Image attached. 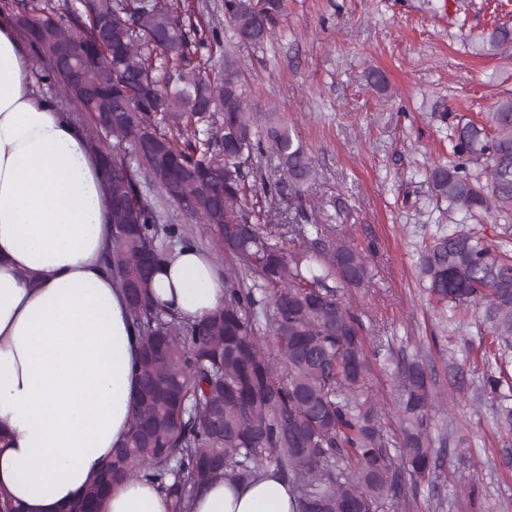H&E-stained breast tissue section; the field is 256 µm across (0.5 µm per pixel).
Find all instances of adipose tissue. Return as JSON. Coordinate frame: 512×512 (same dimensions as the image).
Returning <instances> with one entry per match:
<instances>
[{
  "label": "adipose tissue",
  "mask_w": 512,
  "mask_h": 512,
  "mask_svg": "<svg viewBox=\"0 0 512 512\" xmlns=\"http://www.w3.org/2000/svg\"><path fill=\"white\" fill-rule=\"evenodd\" d=\"M100 160L68 113L39 95L16 28L0 22V494L19 512H66L128 439L138 338L106 271L111 202ZM156 297L182 320L224 304L194 246L169 252ZM157 482L113 487L103 512H169ZM192 512H296L274 470L222 480Z\"/></svg>",
  "instance_id": "ef3b65f1"
}]
</instances>
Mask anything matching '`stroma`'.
<instances>
[{"label":"stroma","instance_id":"obj_1","mask_svg":"<svg viewBox=\"0 0 512 512\" xmlns=\"http://www.w3.org/2000/svg\"><path fill=\"white\" fill-rule=\"evenodd\" d=\"M182 4L218 34L206 75L239 69L251 110L275 113L306 146L312 223L366 255L367 285L351 301L388 428L398 431L400 412L386 358L422 352L447 395L433 424L440 465L390 512H512V432L483 388L498 347L480 313L449 321L418 276L424 245L454 226L429 181L448 161L451 113L486 121L512 95V51L481 42L491 26L512 25V0H286L275 36L258 48L238 44L224 0ZM374 69L384 88L368 85Z\"/></svg>","mask_w":512,"mask_h":512}]
</instances>
